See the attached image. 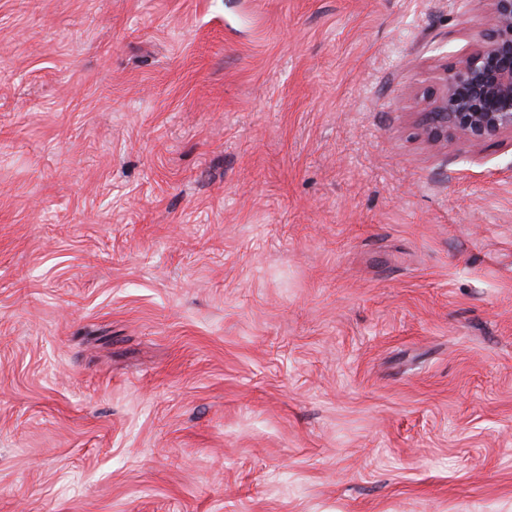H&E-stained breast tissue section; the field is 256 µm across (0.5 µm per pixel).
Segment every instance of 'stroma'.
<instances>
[{"label":"stroma","mask_w":512,"mask_h":512,"mask_svg":"<svg viewBox=\"0 0 512 512\" xmlns=\"http://www.w3.org/2000/svg\"><path fill=\"white\" fill-rule=\"evenodd\" d=\"M489 7L0 0V512H512ZM485 30L475 48L442 78L427 104L426 133L479 142L512 136V0H489Z\"/></svg>","instance_id":"35a3bbf8"}]
</instances>
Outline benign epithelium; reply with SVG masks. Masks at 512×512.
<instances>
[{
    "mask_svg": "<svg viewBox=\"0 0 512 512\" xmlns=\"http://www.w3.org/2000/svg\"><path fill=\"white\" fill-rule=\"evenodd\" d=\"M475 48L442 78L427 104L426 133L435 141L479 142L512 136V0H490Z\"/></svg>",
    "mask_w": 512,
    "mask_h": 512,
    "instance_id": "obj_1",
    "label": "benign epithelium"
}]
</instances>
